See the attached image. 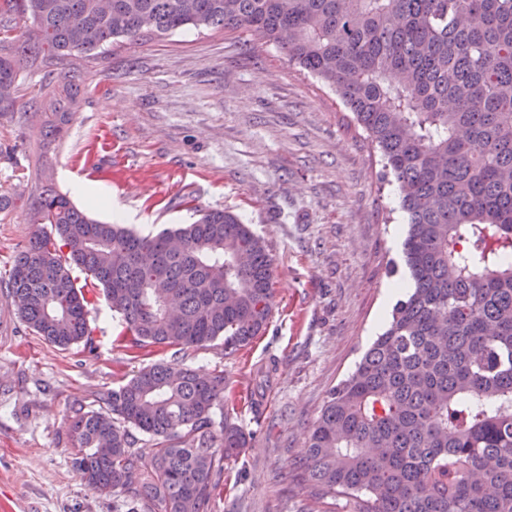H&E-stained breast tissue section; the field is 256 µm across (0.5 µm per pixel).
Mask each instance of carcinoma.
Segmentation results:
<instances>
[{"label": "carcinoma", "instance_id": "obj_1", "mask_svg": "<svg viewBox=\"0 0 512 512\" xmlns=\"http://www.w3.org/2000/svg\"><path fill=\"white\" fill-rule=\"evenodd\" d=\"M35 39L10 36L12 16ZM192 26L250 32L331 86L398 183L409 291L333 390L300 460L316 500L352 512H512V0H0V86L39 56L95 58L118 38ZM83 71L59 74L56 142ZM5 297L36 335L92 345L89 289L137 346L249 344L274 309L268 245L222 209L143 236L46 182ZM67 253H60L57 242ZM92 282L77 285L73 270ZM224 372L157 363L76 409L74 466L126 512H213L249 437L224 414ZM152 448L140 453L136 433Z\"/></svg>", "mask_w": 512, "mask_h": 512}]
</instances>
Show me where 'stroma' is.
Masks as SVG:
<instances>
[{"instance_id": "1", "label": "stroma", "mask_w": 512, "mask_h": 512, "mask_svg": "<svg viewBox=\"0 0 512 512\" xmlns=\"http://www.w3.org/2000/svg\"><path fill=\"white\" fill-rule=\"evenodd\" d=\"M59 60H39L0 112V280L39 232L30 207L46 177L92 218L113 208L148 234L226 209L263 238L275 263L266 330L228 353L136 346L95 296L92 346L62 349L35 335L0 295V512H115L81 480L68 419L143 367L223 371L224 410L251 440L225 464L216 512H324L297 480L300 450L329 392L378 336L407 280L405 215L381 154L336 92L248 33L188 29L120 41L87 60L79 107L62 140L45 146L48 92ZM93 194H73L72 182ZM277 373L258 392L257 370Z\"/></svg>"}]
</instances>
